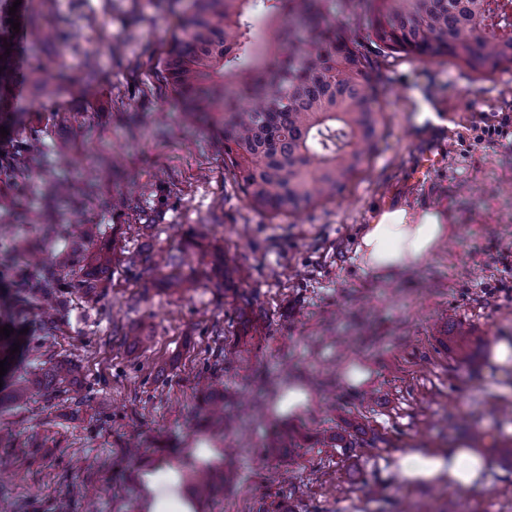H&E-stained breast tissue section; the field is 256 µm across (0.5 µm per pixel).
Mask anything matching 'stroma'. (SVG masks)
Listing matches in <instances>:
<instances>
[{
  "mask_svg": "<svg viewBox=\"0 0 512 512\" xmlns=\"http://www.w3.org/2000/svg\"><path fill=\"white\" fill-rule=\"evenodd\" d=\"M33 5L57 49L17 37L13 118L0 136V252L10 229L34 233L44 194L66 176L35 164L16 182L20 146L38 139L75 170L115 153L121 165L103 168L97 198L62 218L111 258L101 273L69 265L72 280L94 277L97 300L69 291L49 319L0 296V328L20 342L0 387L60 362L79 386L39 384L20 407L0 408V438H10L0 442V495L22 512H140L139 472L184 459L209 434L212 396L198 385L208 377L224 382L221 467L235 479L201 512H512V458L494 450L512 442V359L492 354L512 341V142L473 140L476 127L512 116V66L482 75L445 57L371 54L381 105L372 156L340 199L275 217L248 205L211 125L187 121L160 74L187 0ZM36 66L52 81L38 98L23 79ZM434 142L442 164L415 185V154ZM112 197L122 206L104 208ZM396 206L441 212L448 240L415 267L366 271L354 254L361 230ZM189 240L217 248L227 274L176 289L162 271L127 263ZM48 320L55 334L41 346ZM455 326L482 339L471 362L448 341ZM285 370L308 406L241 422L259 378ZM354 370L362 381L349 382ZM449 416L479 434L486 482L400 483L402 454L460 441Z\"/></svg>",
  "mask_w": 512,
  "mask_h": 512,
  "instance_id": "stroma-1",
  "label": "stroma"
}]
</instances>
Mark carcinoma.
Instances as JSON below:
<instances>
[{"mask_svg":"<svg viewBox=\"0 0 512 512\" xmlns=\"http://www.w3.org/2000/svg\"><path fill=\"white\" fill-rule=\"evenodd\" d=\"M0 4V114L12 104L9 7ZM359 18L352 29L343 24ZM417 58L446 57L479 73L512 65V0H190L163 59L166 83L184 116L203 118L222 135L224 164L239 178L248 204L273 216L296 214L336 200L371 154L378 137V95L366 47ZM38 160L36 141L24 145L15 175ZM53 209L74 207V187L59 183ZM38 243L67 233L48 216ZM158 268L176 270L179 288L208 280L204 259L183 270L184 256L160 253ZM34 304L61 303L66 290L96 297V284H76L54 266L20 274ZM73 384L57 365L45 385Z\"/></svg>","mask_w":512,"mask_h":512,"instance_id":"cac0c4a2","label":"carcinoma"}]
</instances>
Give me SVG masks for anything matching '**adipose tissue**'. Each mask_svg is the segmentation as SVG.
<instances>
[{"label": "adipose tissue", "instance_id": "ef3b65f1", "mask_svg": "<svg viewBox=\"0 0 512 512\" xmlns=\"http://www.w3.org/2000/svg\"><path fill=\"white\" fill-rule=\"evenodd\" d=\"M448 237V226L436 211L412 215L406 209L383 212L367 225L355 254L368 271L379 274L420 264ZM488 461L480 449L458 446L448 453L425 455L408 452L399 459L401 479L408 484L448 473L455 488L468 490L480 484ZM140 512H200L194 495L186 492L180 466L168 464L143 472Z\"/></svg>", "mask_w": 512, "mask_h": 512}]
</instances>
